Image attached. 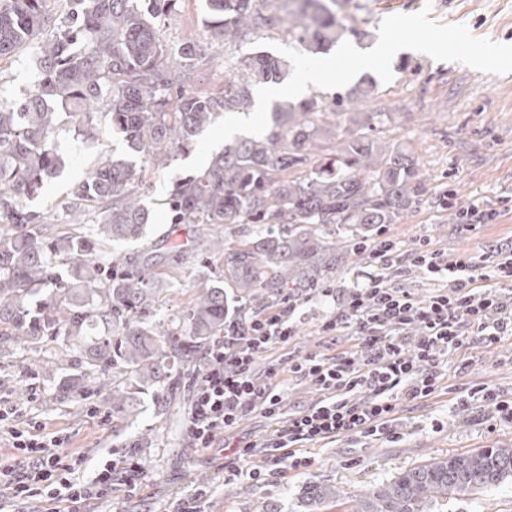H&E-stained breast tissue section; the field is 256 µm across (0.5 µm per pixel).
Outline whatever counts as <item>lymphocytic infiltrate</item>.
Here are the masks:
<instances>
[{
	"label": "lymphocytic infiltrate",
	"instance_id": "1",
	"mask_svg": "<svg viewBox=\"0 0 512 512\" xmlns=\"http://www.w3.org/2000/svg\"><path fill=\"white\" fill-rule=\"evenodd\" d=\"M442 209L469 232L512 212V197L497 206L460 205L453 192ZM365 256L361 281L283 288L269 308L224 324V337L208 347L195 376L185 432L190 447L225 450L224 478L263 482L309 468L301 453L341 436L396 437L399 404L430 399L445 377L451 356L471 344L490 348L512 337V244L456 258L430 240L408 245L378 235L358 243ZM427 283L424 292L407 284L410 272ZM325 307L317 332L326 350L279 356L294 345L310 306ZM354 342L339 348L344 337ZM271 355L266 370L260 356ZM304 381L319 392L314 403L280 420L287 381ZM261 412L278 425L258 441L235 440L243 418ZM67 432L24 423L16 410L0 407V508L25 512L32 499L46 512H82L93 499L138 497L145 472L132 453L104 451L95 464L69 451ZM261 457L257 466L248 461Z\"/></svg>",
	"mask_w": 512,
	"mask_h": 512
}]
</instances>
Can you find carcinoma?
Masks as SVG:
<instances>
[{
	"instance_id": "1",
	"label": "carcinoma",
	"mask_w": 512,
	"mask_h": 512,
	"mask_svg": "<svg viewBox=\"0 0 512 512\" xmlns=\"http://www.w3.org/2000/svg\"><path fill=\"white\" fill-rule=\"evenodd\" d=\"M175 0H0V59L27 49L37 60L34 88L0 97V347L24 350L49 342L77 351V373H62L68 391L78 377L105 368L118 377L115 406L135 417L136 399L167 384L172 371L224 333V284L197 289L189 317L149 322L142 314L157 291L147 263L131 271L105 249L145 234L150 212L143 172L164 171L222 113L252 104V88L280 80L283 63L263 51L224 66V88L193 89L203 49L195 38L163 40L158 22ZM351 0H205L210 35L231 47L278 29L309 55L362 32L338 20ZM361 87L315 95L273 113L271 130L241 137L203 170L178 178L168 199L170 223L191 224L198 240L226 224H253L236 248L213 242L235 287L272 303L281 288L318 281L355 237L395 223L421 194L417 158L374 135L387 112L349 111L373 94ZM59 105L84 144L99 140L97 110L108 108L124 152L100 158L69 191L56 214L31 208L63 158L51 144ZM350 123L329 149H317L326 109ZM73 225L65 234L49 225ZM104 324L111 336L96 329ZM512 484V448H481L416 466L382 481L353 512H444L451 500ZM314 506L336 498L321 483L305 488Z\"/></svg>"
}]
</instances>
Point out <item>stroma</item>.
Here are the masks:
<instances>
[{"label":"stroma","instance_id":"stroma-1","mask_svg":"<svg viewBox=\"0 0 512 512\" xmlns=\"http://www.w3.org/2000/svg\"><path fill=\"white\" fill-rule=\"evenodd\" d=\"M350 10L346 25L365 30L355 47L367 50L378 39L385 18L393 14L426 12L438 24H465L473 37L512 44V0H359ZM202 0H177L175 10L159 34L177 41L192 34L204 44L199 67V88L224 84V59L231 51L206 32ZM393 79L378 84L366 104L369 112L389 113L387 123L376 133L383 140L402 144L417 157L424 175V188L416 203L387 232L402 244L424 237L438 248L466 256L512 242V213L498 223L467 232L452 215L440 210L438 197L453 190L459 203L495 204L512 195V74H487L468 66L436 61L417 53L400 54L392 61ZM34 56L26 50L0 61V88L13 98L33 88ZM58 153L65 160L62 172L51 179L36 199L40 210L59 209L71 187L102 157L123 149L120 137L104 132L95 146L82 145L67 116H60L53 134ZM190 226L174 232L159 230L136 241L114 245L129 269L140 267L153 253L162 261L156 268L159 294L148 314L149 321L186 312L196 287L223 279L224 263L193 245ZM187 246L183 262H176L171 242ZM49 347L38 353L19 354L0 350V396L16 405L22 418L43 422L47 430L69 433V448L96 460L105 446L136 443L135 456L146 472L139 497L121 502L93 500L86 512H171L177 491L187 477L207 482L211 488L210 512H310L304 499L308 483L337 488V500L321 505L317 512H353L360 496L383 480L434 459L467 453L479 448L512 447V423L483 422L462 399L476 384H486L502 399L512 400V337L496 347L480 345L449 358L444 387L427 401L402 404L397 409V440L382 437L343 436L309 447V469L288 471L264 483L225 481L224 454L219 449L189 447L184 421L189 409L194 372L177 374L174 384L141 395L144 408L137 420H127L112 408V374L102 370L86 381L74 399L58 391L57 371L47 369L43 359ZM469 359L460 368V359ZM38 383L41 393L29 400V383ZM97 404L108 412V422L86 411Z\"/></svg>","mask_w":512,"mask_h":512}]
</instances>
